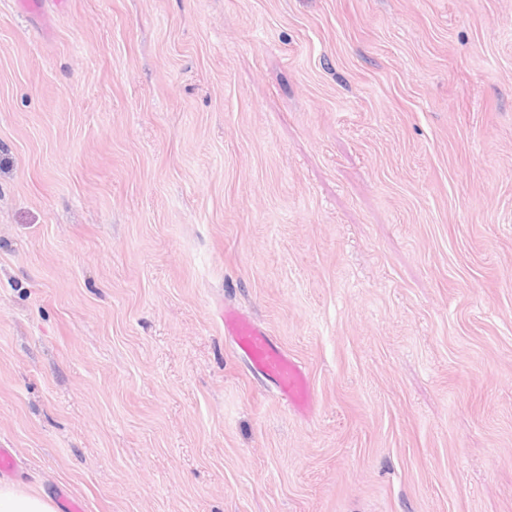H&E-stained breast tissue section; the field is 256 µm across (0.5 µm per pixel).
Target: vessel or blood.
Returning a JSON list of instances; mask_svg holds the SVG:
<instances>
[{"instance_id":"b4317fda","label":"vessel or blood","mask_w":512,"mask_h":512,"mask_svg":"<svg viewBox=\"0 0 512 512\" xmlns=\"http://www.w3.org/2000/svg\"><path fill=\"white\" fill-rule=\"evenodd\" d=\"M222 319L225 335L231 336L252 371L273 384L277 399L294 411H311L314 398L303 366L245 313L228 307Z\"/></svg>"}]
</instances>
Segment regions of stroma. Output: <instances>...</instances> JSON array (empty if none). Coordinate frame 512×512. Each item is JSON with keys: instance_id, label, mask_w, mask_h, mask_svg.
<instances>
[{"instance_id": "stroma-1", "label": "stroma", "mask_w": 512, "mask_h": 512, "mask_svg": "<svg viewBox=\"0 0 512 512\" xmlns=\"http://www.w3.org/2000/svg\"><path fill=\"white\" fill-rule=\"evenodd\" d=\"M0 448L82 512H512V0H0ZM221 319L224 335L231 336L251 370L273 384L277 399L296 412L311 411L314 398L305 369L274 342L267 329L236 308L225 307Z\"/></svg>"}]
</instances>
